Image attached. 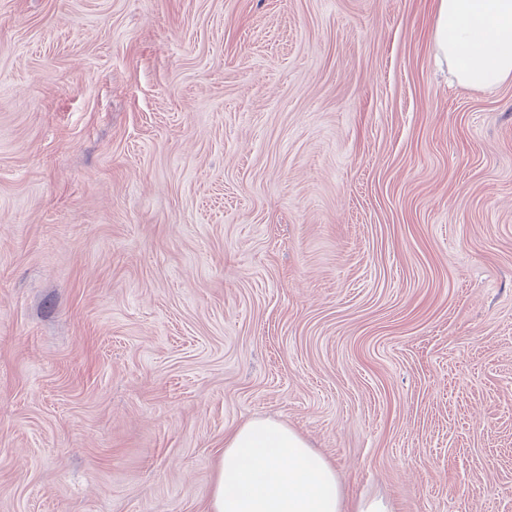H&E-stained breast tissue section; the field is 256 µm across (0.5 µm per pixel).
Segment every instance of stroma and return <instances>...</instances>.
I'll use <instances>...</instances> for the list:
<instances>
[{
    "label": "stroma",
    "mask_w": 512,
    "mask_h": 512,
    "mask_svg": "<svg viewBox=\"0 0 512 512\" xmlns=\"http://www.w3.org/2000/svg\"><path fill=\"white\" fill-rule=\"evenodd\" d=\"M436 0H0V512H204L272 418L392 512H512V82Z\"/></svg>",
    "instance_id": "stroma-1"
}]
</instances>
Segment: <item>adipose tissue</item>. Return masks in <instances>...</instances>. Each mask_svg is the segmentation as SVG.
I'll return each mask as SVG.
<instances>
[{"instance_id":"adipose-tissue-1","label":"adipose tissue","mask_w":512,"mask_h":512,"mask_svg":"<svg viewBox=\"0 0 512 512\" xmlns=\"http://www.w3.org/2000/svg\"><path fill=\"white\" fill-rule=\"evenodd\" d=\"M434 42L458 82L512 78V0H436ZM206 512H390L380 498L348 502L332 463L272 419L228 430Z\"/></svg>"}]
</instances>
